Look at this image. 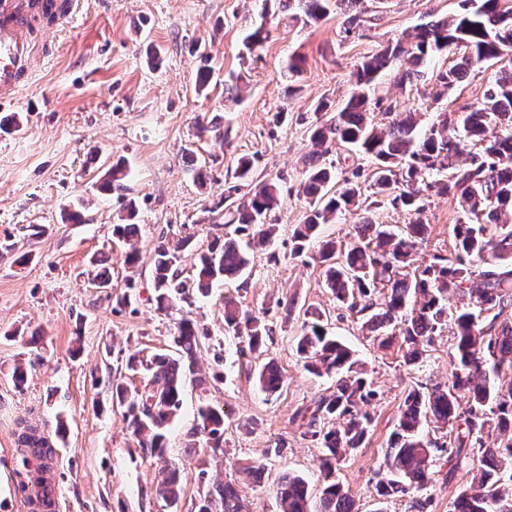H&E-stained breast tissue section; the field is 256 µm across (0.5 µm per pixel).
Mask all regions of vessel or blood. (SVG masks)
I'll return each mask as SVG.
<instances>
[{
  "label": "vessel or blood",
  "mask_w": 512,
  "mask_h": 512,
  "mask_svg": "<svg viewBox=\"0 0 512 512\" xmlns=\"http://www.w3.org/2000/svg\"><path fill=\"white\" fill-rule=\"evenodd\" d=\"M51 0H0V102L12 101L31 82L38 59L33 30Z\"/></svg>",
  "instance_id": "1"
}]
</instances>
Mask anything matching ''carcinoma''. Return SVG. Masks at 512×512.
I'll list each match as a JSON object with an SVG mask.
<instances>
[{
	"label": "carcinoma",
	"instance_id": "obj_1",
	"mask_svg": "<svg viewBox=\"0 0 512 512\" xmlns=\"http://www.w3.org/2000/svg\"><path fill=\"white\" fill-rule=\"evenodd\" d=\"M465 12L416 26L376 53L366 57L354 73L349 98L327 123L309 128L310 152L303 195L308 210L304 223L291 233V255L299 258L317 248L324 266L323 278L340 307L361 316L380 348L399 336L411 364L423 355L424 339L448 330L455 343L451 384H419L408 390L383 461V477L375 485L378 503H405V512H425L435 453L454 448L453 467L472 466L470 486L452 502L451 512H512V67H501L480 101L444 114L428 133L418 131L423 113L400 108L377 95L379 77L392 68L399 87L424 80L429 64L443 53L457 62L435 74L442 88L437 96L455 89L467 74L490 62L501 61L512 50V0H466ZM278 7L305 25L340 11L347 34L363 32L371 19L365 0H278ZM269 32L255 27L244 39L253 52ZM361 153L373 163L370 180L359 181L361 169L340 179L334 163H326L332 149ZM467 163L459 166L461 156ZM255 158L240 157L233 179L253 180ZM128 170L116 162L104 174V193L125 189ZM452 195L462 202L464 216L452 227L454 252L434 255L414 264V251L428 224L423 219L430 192ZM277 180L267 178L246 200L222 197L213 210L215 224L235 226L247 237L213 241L200 255L195 273L179 271V251L192 239L172 248L161 241L148 259L156 308L167 312L179 301L206 297L221 281L245 279L249 250L272 243L276 225L264 219L280 203ZM402 208L412 219L403 226L382 224L377 212ZM124 224L113 233L127 241L136 237L138 225L133 203L125 207ZM358 216L347 245L321 237V227ZM483 262L475 269L474 262ZM467 299V307L448 311V295ZM312 321L299 337L296 351L306 370L316 376L336 377L334 390L297 409L293 421L322 449L323 486L313 496L306 479L286 473L278 482L279 512H357L354 500L336 481V465L363 447L371 416L361 406L375 396L365 372L346 345L329 334L322 314L309 312ZM224 330L259 353L272 339L273 329L233 296L224 297ZM207 334L184 316L175 325L172 351L129 354L125 370L142 375V384L130 389L115 379L112 400L125 408L128 427L145 455L163 464L165 477L156 488L172 512H178L183 483L188 474L168 463V433L179 416L186 383L207 389L222 381L196 369V355ZM261 389L278 391L282 379L272 362L258 373ZM432 421L450 429L449 440L425 437L422 426ZM504 436L489 440V431ZM204 437L207 450L224 454V410L202 403L192 436ZM20 452L45 469L54 460L53 443L26 427L18 435ZM196 512H243L235 488L210 487Z\"/></svg>",
	"mask_w": 512,
	"mask_h": 512
}]
</instances>
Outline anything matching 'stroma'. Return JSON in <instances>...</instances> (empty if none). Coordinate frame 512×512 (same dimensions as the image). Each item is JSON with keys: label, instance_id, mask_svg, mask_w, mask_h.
I'll return each mask as SVG.
<instances>
[{"label": "stroma", "instance_id": "1", "mask_svg": "<svg viewBox=\"0 0 512 512\" xmlns=\"http://www.w3.org/2000/svg\"><path fill=\"white\" fill-rule=\"evenodd\" d=\"M461 6V0H368L374 24L359 36L345 34L338 16L305 26L263 0H83L70 24L49 33L54 54L39 60L33 85L17 93L12 107L20 129L0 133V245L11 247L0 255V500H11L9 512H25L26 493L16 489V438L24 425L48 436L66 428L53 465L61 512H170L154 493L160 466L143 454L113 407L111 381L135 349L169 348L183 312L209 334L198 356L202 372L223 371L224 380L205 393L187 388L169 430L168 459L188 473L177 512H194L200 495L218 483L235 486L244 512H278L277 483L286 472L319 489L322 452L291 420L333 385L305 371L296 354L311 306L326 312L333 335L354 350L376 392L366 407L370 434L337 472L359 512H375L374 484L404 395L419 383H450L453 339L435 334L414 365L398 347L378 348L359 317L325 288L319 262L291 257L290 230L308 209L300 191L307 131L329 118L315 104L343 102L365 56ZM258 24L270 35L251 53L243 37ZM293 54L300 57L294 74L286 69ZM205 65L212 76L202 97L195 80ZM495 74L492 67L471 72L441 97L435 81L410 92L388 73L380 94L425 109L429 126L480 100ZM236 80L245 88L238 101L225 91ZM282 106L288 118L274 123ZM210 120L224 124L223 140L199 135L200 123ZM243 155L255 157L259 175L280 184L277 239L252 252L247 282L225 283L178 312L157 310L149 271L129 269L128 246L113 233L126 201L137 203L135 244L142 254L162 239L174 244L188 236L196 247L207 246L226 230L206 222L205 211L232 186L229 173ZM119 160L130 170L125 190L99 193L98 180ZM200 168L207 173L203 187L195 179ZM74 210L81 223L67 221ZM461 215L456 198L427 199L418 261L453 252L451 226ZM102 256L110 259L112 285L99 289L93 280ZM127 292L129 304L117 305ZM228 295L273 323L262 359L242 352L225 333ZM265 360L284 379L272 396L258 384ZM18 366L27 372L21 387L12 381ZM203 402L224 410L223 457L184 446ZM248 461L263 465L261 482L240 473ZM471 479L468 469L451 470L447 453H440L427 512H449Z\"/></svg>", "mask_w": 512, "mask_h": 512}]
</instances>
